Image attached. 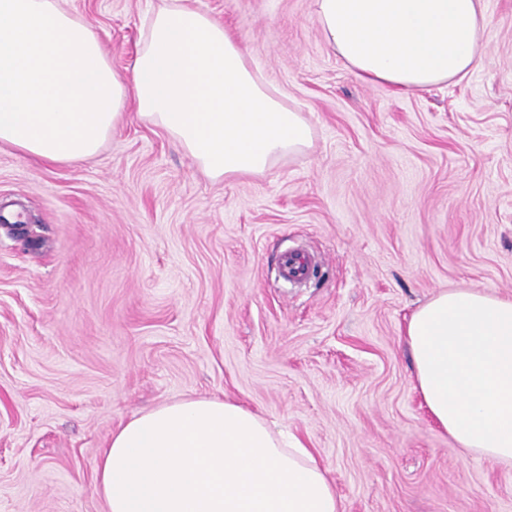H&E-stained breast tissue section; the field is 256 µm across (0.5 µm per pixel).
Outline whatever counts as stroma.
<instances>
[{"mask_svg":"<svg viewBox=\"0 0 512 512\" xmlns=\"http://www.w3.org/2000/svg\"><path fill=\"white\" fill-rule=\"evenodd\" d=\"M160 0H66L129 77ZM312 127L206 176L127 107L91 158L0 148V512H107L95 466L164 402L235 400L311 448L343 512H512V466L430 417L403 340L438 292L512 297V0L464 79L397 95L322 41L313 0H190ZM302 247L306 286L278 276Z\"/></svg>","mask_w":512,"mask_h":512,"instance_id":"35a3bbf8","label":"stroma"}]
</instances>
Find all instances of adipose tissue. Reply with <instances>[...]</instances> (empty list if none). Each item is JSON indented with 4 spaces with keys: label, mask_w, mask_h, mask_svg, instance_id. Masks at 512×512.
<instances>
[{
    "label": "adipose tissue",
    "mask_w": 512,
    "mask_h": 512,
    "mask_svg": "<svg viewBox=\"0 0 512 512\" xmlns=\"http://www.w3.org/2000/svg\"><path fill=\"white\" fill-rule=\"evenodd\" d=\"M488 0H314L324 43L358 79L407 94L480 63ZM212 179L264 173L312 129L224 23L166 0L130 79L63 0H0V145L47 164L95 155L127 103ZM433 421L463 450L512 462V298L440 292L404 333ZM107 512H340L328 468L230 399L164 403L113 432L97 463Z\"/></svg>",
    "instance_id": "ef3b65f1"
}]
</instances>
